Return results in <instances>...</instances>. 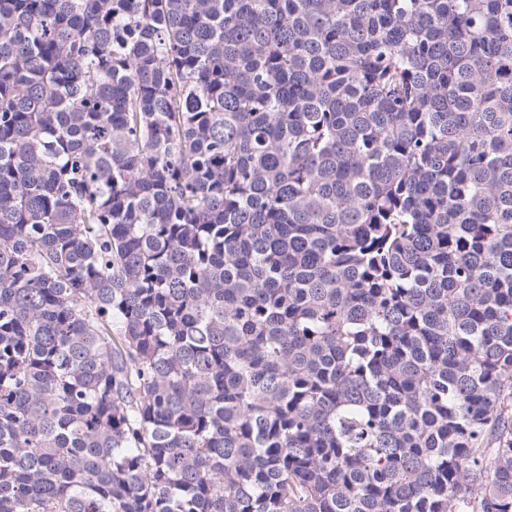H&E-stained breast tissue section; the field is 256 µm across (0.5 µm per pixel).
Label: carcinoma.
<instances>
[{
	"instance_id": "carcinoma-1",
	"label": "carcinoma",
	"mask_w": 512,
	"mask_h": 512,
	"mask_svg": "<svg viewBox=\"0 0 512 512\" xmlns=\"http://www.w3.org/2000/svg\"><path fill=\"white\" fill-rule=\"evenodd\" d=\"M0 512H512V0H0Z\"/></svg>"
}]
</instances>
